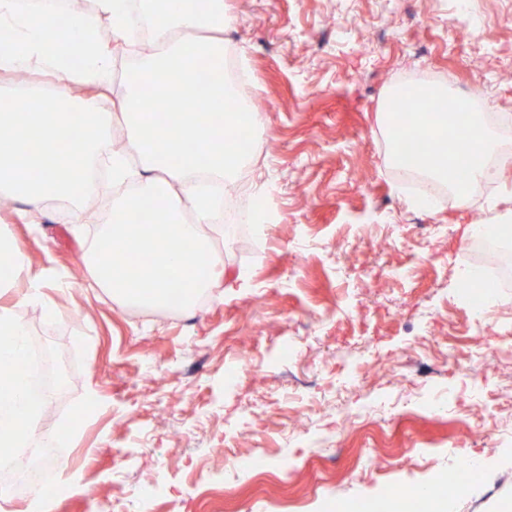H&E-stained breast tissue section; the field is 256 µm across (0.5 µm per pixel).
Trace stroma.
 <instances>
[{"label": "stroma", "mask_w": 512, "mask_h": 512, "mask_svg": "<svg viewBox=\"0 0 512 512\" xmlns=\"http://www.w3.org/2000/svg\"><path fill=\"white\" fill-rule=\"evenodd\" d=\"M452 0H224V43L254 81L245 100L263 117L248 194L267 209L246 232H205L221 275L187 311L127 305L88 291L83 260L132 183L83 204L12 197L0 238L22 266L0 269V307L70 373L39 433L67 431L64 460L80 484L50 495L49 512H331L380 501L393 486L447 479L479 464L451 512H496L512 500V287L483 314L458 285L474 263L470 224L512 225V165L481 205L410 208L387 163L377 111L401 80H481L498 126L512 117V0H469L487 41H462L441 19ZM112 81L70 78L74 99L119 104L131 47L101 18ZM39 283L41 301L26 300ZM500 338L485 383L470 361ZM240 376L224 386L226 367ZM94 411L77 431L75 407ZM354 424L337 428V413ZM484 422L487 434L465 426ZM246 433L267 477L236 474L218 455ZM158 486L149 508L139 490Z\"/></svg>", "instance_id": "obj_1"}]
</instances>
